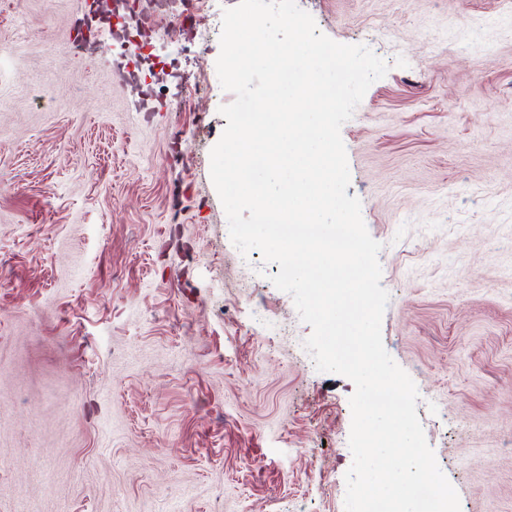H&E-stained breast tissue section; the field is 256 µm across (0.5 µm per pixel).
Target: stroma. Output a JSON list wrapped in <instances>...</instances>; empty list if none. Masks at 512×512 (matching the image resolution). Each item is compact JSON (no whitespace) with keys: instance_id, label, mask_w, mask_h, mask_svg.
<instances>
[{"instance_id":"stroma-1","label":"stroma","mask_w":512,"mask_h":512,"mask_svg":"<svg viewBox=\"0 0 512 512\" xmlns=\"http://www.w3.org/2000/svg\"><path fill=\"white\" fill-rule=\"evenodd\" d=\"M239 0L151 56L0 0V512H345L355 390L210 177ZM389 66L341 137L387 352L461 512H512V0H297Z\"/></svg>"}]
</instances>
